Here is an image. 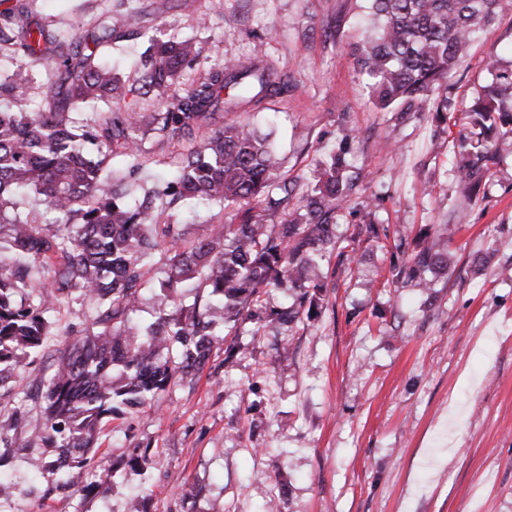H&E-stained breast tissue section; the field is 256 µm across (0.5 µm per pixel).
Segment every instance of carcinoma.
<instances>
[{
    "label": "carcinoma",
    "instance_id": "obj_1",
    "mask_svg": "<svg viewBox=\"0 0 512 512\" xmlns=\"http://www.w3.org/2000/svg\"><path fill=\"white\" fill-rule=\"evenodd\" d=\"M376 34L356 48L357 65L368 79L376 105L401 119L447 111L448 76L468 44L499 16L512 14V0H367ZM0 45L14 47L30 66L41 64L50 42L46 27L25 9L1 12ZM137 25L131 14L112 16L109 34ZM80 42L60 41L47 80L53 102L41 112L21 110L34 81L24 71L0 79V98L20 109L0 111V389L37 351L51 331L47 313L54 304L84 298L98 306V329L79 335L59 352L56 369L43 382L42 418L20 414L37 439L56 449L52 461L37 458L38 470L51 469L63 486L85 478L88 453L104 418L145 409L161 394L202 369L221 330L240 336L241 325L260 307L269 288L297 291L293 304L264 318L268 325L292 324L312 316L318 284L309 272L336 251V210L348 201L352 178L342 172L341 155L322 169L314 193L289 210L295 185L277 175L270 134L246 123L223 121L224 105L259 102L288 91L273 65L226 63L183 95L165 99L179 70L191 65L198 49L189 40L154 38L148 47L143 88L164 99L156 112H108L77 124L72 105L122 100L133 92L112 68ZM512 73L497 74L466 107L470 143L459 164L462 179L492 176L497 159L512 154ZM159 145H189L174 180L145 190L131 207L126 176L103 174L106 157L87 146L117 143L132 153L145 138ZM27 191L56 214L37 224L20 208L16 195ZM219 203L234 210L243 202H263L246 211L239 224H212L202 237L188 224H174V206L192 201ZM287 213L280 224L269 220ZM436 239L419 245L392 282L428 291L426 273L446 274L453 264ZM163 254L160 290L152 297L154 319L133 317L143 299L146 276ZM53 266L50 288H35L36 264Z\"/></svg>",
    "mask_w": 512,
    "mask_h": 512
}]
</instances>
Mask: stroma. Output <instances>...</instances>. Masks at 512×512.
<instances>
[{"label": "stroma", "mask_w": 512, "mask_h": 512, "mask_svg": "<svg viewBox=\"0 0 512 512\" xmlns=\"http://www.w3.org/2000/svg\"><path fill=\"white\" fill-rule=\"evenodd\" d=\"M33 18L65 38L138 16L133 33L98 44L133 94L77 107L94 113L158 111L142 92V61L155 35L196 44L199 55L171 87L181 94L225 62L265 60L288 93L225 112L272 131L278 173L311 190L331 152L346 148L357 189L336 215L340 254L320 267L327 284L313 318L292 328L244 333L231 353L215 345L193 382L135 415L109 417L90 464L110 473L105 491L59 486L29 461L49 448L13 425L42 416L40 380L73 341L92 332L97 308L74 300L31 365L0 396V424L18 443L0 478V512H512V156L469 198L455 168L466 105L491 79L489 53L512 70V15L501 17L448 79L443 122L404 123L369 99L352 55L371 34L364 0H30ZM187 148L145 139L136 155L113 147L137 200L155 177L173 176ZM404 225L409 237L455 226V265L431 294L391 281L396 239L354 236L358 225ZM148 446L143 473L124 466ZM192 495H182L184 486Z\"/></svg>", "instance_id": "stroma-1"}]
</instances>
